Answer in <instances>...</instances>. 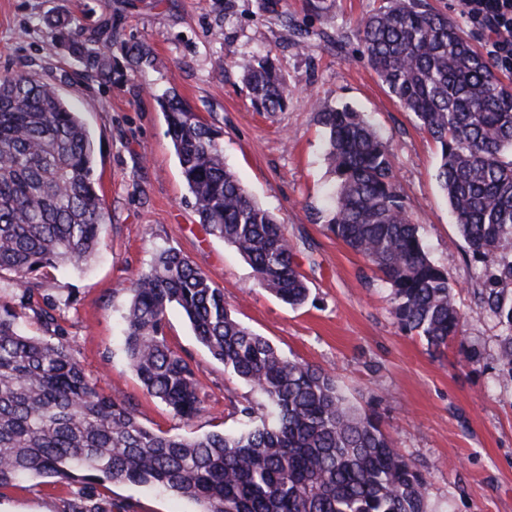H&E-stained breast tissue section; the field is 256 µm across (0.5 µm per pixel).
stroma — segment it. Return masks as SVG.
I'll return each instance as SVG.
<instances>
[{"mask_svg":"<svg viewBox=\"0 0 512 512\" xmlns=\"http://www.w3.org/2000/svg\"><path fill=\"white\" fill-rule=\"evenodd\" d=\"M389 0H0V73L26 71L60 90L80 112L96 147L95 176L110 221L80 271L52 270L35 304L56 305L45 330L8 278L0 299L15 305L24 331L69 344L85 374L134 404L153 430L202 435L238 427L236 407L251 387L196 340L178 308L166 315L170 345L198 368L205 410L192 423L150 397L129 369L120 337L130 279L155 251L172 246L224 291L235 317L289 358L332 370L355 405L373 407L398 448L427 477L431 512H512V382L499 374L500 328L485 316L483 263L449 214L436 180L439 149L390 95L359 52L357 27ZM84 32L111 20L112 59L104 79L77 64L56 15ZM149 58L129 71L128 48ZM275 57L290 89L278 112L254 108L242 66ZM234 65H227L226 57ZM173 91L223 134L224 163L270 211L293 246L310 289L293 308L258 287L248 262L210 234L194 212L164 114ZM364 113L393 152L398 190L433 261L446 270L466 321L441 353L403 332L389 290L365 260L331 234L324 215L334 183L318 108ZM478 361H469L470 351ZM92 493L107 512H198L194 502L153 487L103 482ZM76 486L55 478L0 488V512H69Z\"/></svg>","mask_w":512,"mask_h":512,"instance_id":"1","label":"stroma"}]
</instances>
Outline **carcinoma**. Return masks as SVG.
I'll return each mask as SVG.
<instances>
[{"instance_id": "obj_1", "label": "carcinoma", "mask_w": 512, "mask_h": 512, "mask_svg": "<svg viewBox=\"0 0 512 512\" xmlns=\"http://www.w3.org/2000/svg\"><path fill=\"white\" fill-rule=\"evenodd\" d=\"M68 28L75 60L112 75V22L86 37ZM361 53L389 93L439 145L437 179L451 216L479 257L481 305L501 328V377L512 381V86L447 15L422 0H391L358 29ZM254 106L288 101L273 61L242 66ZM200 223L251 265L259 287L291 307L308 285L283 225L224 166L221 132L176 93L159 98ZM326 159L335 176L328 230L390 288V313L431 348L462 333L448 272L430 258L397 190L393 154L374 127L346 107H323ZM95 142L51 83L0 75V275L31 303L44 270L80 269L107 223L94 179ZM122 346L144 390L173 416L203 410L199 370L165 334L177 306L197 341L261 396L236 408L239 427L204 435L144 426L133 405L87 377L68 345L28 336L0 300V487L53 477L86 489L98 482L153 486L200 512H427V478L397 448L382 418L356 408L333 372L285 358L240 323L224 291L176 248L158 250L131 281Z\"/></svg>"}]
</instances>
